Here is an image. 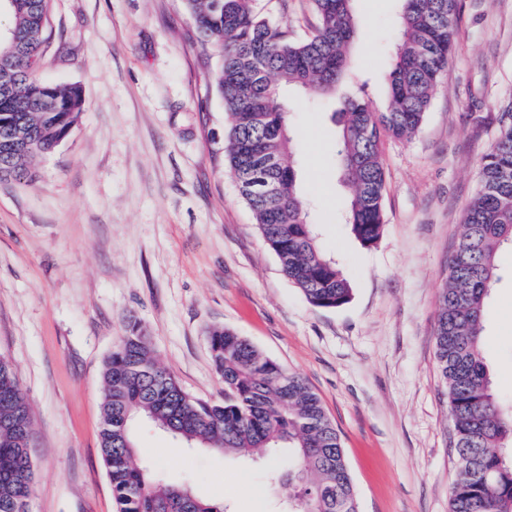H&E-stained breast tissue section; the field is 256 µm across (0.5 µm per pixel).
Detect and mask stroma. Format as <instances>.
I'll use <instances>...</instances> for the list:
<instances>
[{
    "label": "stroma",
    "mask_w": 512,
    "mask_h": 512,
    "mask_svg": "<svg viewBox=\"0 0 512 512\" xmlns=\"http://www.w3.org/2000/svg\"><path fill=\"white\" fill-rule=\"evenodd\" d=\"M288 37H310L309 0H255ZM350 91L378 109L395 57L398 0H354ZM457 40L420 131L380 145L385 224L364 247L344 224L336 98L288 95L299 187L351 301L311 306L284 277L225 158L229 126L184 0H50L40 80L85 107L36 158L35 183L0 181V355L31 407L29 512H116L99 431L107 355L136 319L190 396L224 399L209 333L224 327L298 374L345 453L359 512H448L458 474L436 359L438 296L481 158L512 102V0H458ZM484 336L512 400V248ZM141 461L227 512H281L268 462L189 448L147 424Z\"/></svg>",
    "instance_id": "stroma-1"
}]
</instances>
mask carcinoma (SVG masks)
I'll use <instances>...</instances> for the list:
<instances>
[{
	"label": "carcinoma",
	"mask_w": 512,
	"mask_h": 512,
	"mask_svg": "<svg viewBox=\"0 0 512 512\" xmlns=\"http://www.w3.org/2000/svg\"><path fill=\"white\" fill-rule=\"evenodd\" d=\"M198 41L222 57L217 87L229 117L225 152L239 194L288 280L314 307L335 309L353 295L322 248L297 189L288 109L279 87L330 95L351 67L354 0H310L315 33L300 42L261 17L254 0H184ZM396 53L385 78V109L343 97L338 152L349 188L345 223L364 247L384 227L382 137L421 128L455 46L457 0H399ZM48 0L4 9L12 42L0 60V181L32 182V161L56 150L84 108L79 87L36 77L47 36ZM482 156L481 188L465 210L448 261L435 328V355L448 390L451 440L466 469L449 491L450 512H512V403L493 390L483 347L487 302L499 281L497 256L512 247V102ZM265 155L277 160L282 192L266 197L250 178ZM224 403L189 396L157 363L137 322L125 327L103 372L100 449L118 512H224L139 461L135 424L147 421L190 447L250 458L264 452L270 480L295 487L289 512H358L336 428L303 379L234 331L210 332ZM30 406L9 359L0 356V512H28L34 482Z\"/></svg>",
	"instance_id": "1"
}]
</instances>
